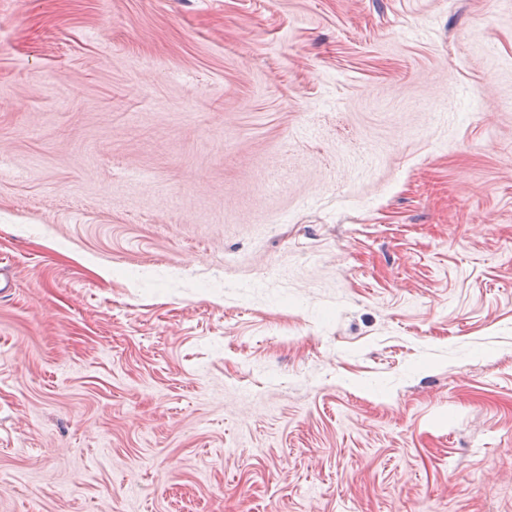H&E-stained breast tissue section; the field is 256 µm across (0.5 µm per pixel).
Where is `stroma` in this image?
I'll list each match as a JSON object with an SVG mask.
<instances>
[{
	"label": "stroma",
	"instance_id": "stroma-1",
	"mask_svg": "<svg viewBox=\"0 0 512 512\" xmlns=\"http://www.w3.org/2000/svg\"><path fill=\"white\" fill-rule=\"evenodd\" d=\"M0 512H512V0H0Z\"/></svg>",
	"mask_w": 512,
	"mask_h": 512
}]
</instances>
